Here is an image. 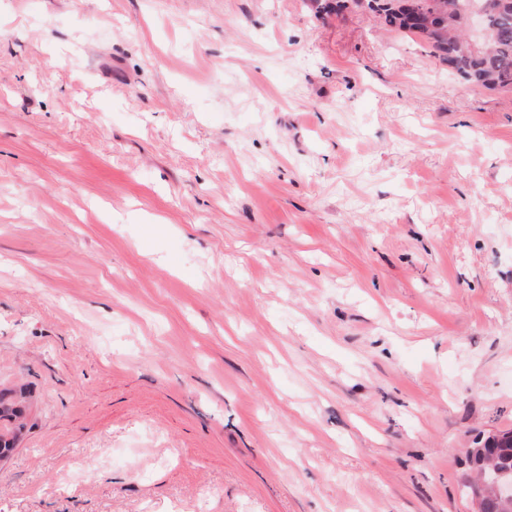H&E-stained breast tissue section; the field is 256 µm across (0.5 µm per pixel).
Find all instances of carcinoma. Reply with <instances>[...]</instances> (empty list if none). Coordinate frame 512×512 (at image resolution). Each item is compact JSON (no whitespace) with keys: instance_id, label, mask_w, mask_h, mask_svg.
I'll list each match as a JSON object with an SVG mask.
<instances>
[{"instance_id":"1","label":"carcinoma","mask_w":512,"mask_h":512,"mask_svg":"<svg viewBox=\"0 0 512 512\" xmlns=\"http://www.w3.org/2000/svg\"><path fill=\"white\" fill-rule=\"evenodd\" d=\"M336 11L348 7L372 14L381 25L402 35L424 38L432 54L446 60L453 72L480 88L512 89V5L501 0H329L324 7ZM480 9L486 15L485 39L471 41L463 22L467 13ZM14 391H0V420L20 431L24 408L12 401ZM483 447L496 449L497 456L485 460L481 469L487 473L512 472V437L485 439ZM480 512H512L491 491L482 490Z\"/></svg>"}]
</instances>
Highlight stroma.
Here are the masks:
<instances>
[{
	"instance_id": "obj_1",
	"label": "stroma",
	"mask_w": 512,
	"mask_h": 512,
	"mask_svg": "<svg viewBox=\"0 0 512 512\" xmlns=\"http://www.w3.org/2000/svg\"><path fill=\"white\" fill-rule=\"evenodd\" d=\"M0 512H471L512 429V90L309 0H0ZM13 394L11 389H3V392L0 390V420L7 421L16 431H21L25 427L20 420L24 416V408L12 401ZM511 430L505 431L502 439L496 438L485 439L475 442L476 445L483 444V448H496L497 456L490 457L485 460L481 469L486 473H495L497 471H511L506 474L508 478L512 476V437L507 438V433Z\"/></svg>"
}]
</instances>
